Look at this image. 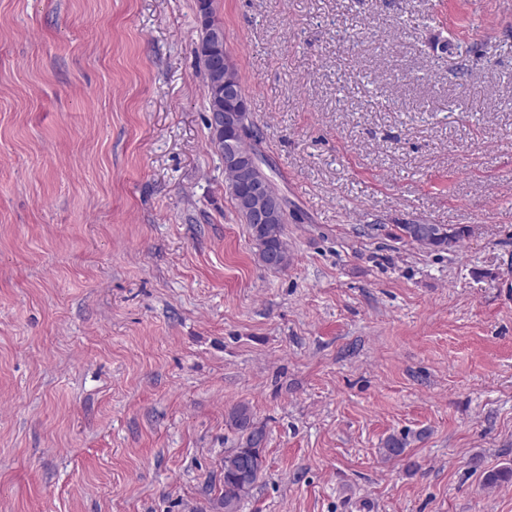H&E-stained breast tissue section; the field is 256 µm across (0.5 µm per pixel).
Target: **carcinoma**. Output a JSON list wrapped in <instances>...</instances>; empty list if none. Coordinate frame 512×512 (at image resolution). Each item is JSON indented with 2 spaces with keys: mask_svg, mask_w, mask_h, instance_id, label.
Segmentation results:
<instances>
[{
  "mask_svg": "<svg viewBox=\"0 0 512 512\" xmlns=\"http://www.w3.org/2000/svg\"><path fill=\"white\" fill-rule=\"evenodd\" d=\"M199 15L203 25L216 29L224 25L215 16L213 0H200ZM199 66L204 74V93L207 103V113L217 107H224V80L230 79L241 84L235 66L227 70L215 71L214 65L224 64V51L214 52L211 41L201 37L196 47ZM206 126L210 133L211 148L219 156L224 155L222 146L224 139L233 137V133L213 126L211 117H206ZM229 177L227 189L239 216H244L243 202L248 197L246 183L239 180L238 175L231 169L225 170ZM288 222V212L284 211L271 224H251V232L255 255L266 268L282 269L288 266V246L284 240V224ZM439 231L433 235L423 234L417 224H399V238H406L425 249L432 251H451L457 247L464 230L446 225H438ZM230 425L237 431L240 444L224 455V482L216 508L221 512H239L242 501L261 478L264 471V447L266 434L264 428L257 425L250 408L240 404L229 414Z\"/></svg>",
  "mask_w": 512,
  "mask_h": 512,
  "instance_id": "1",
  "label": "carcinoma"
}]
</instances>
